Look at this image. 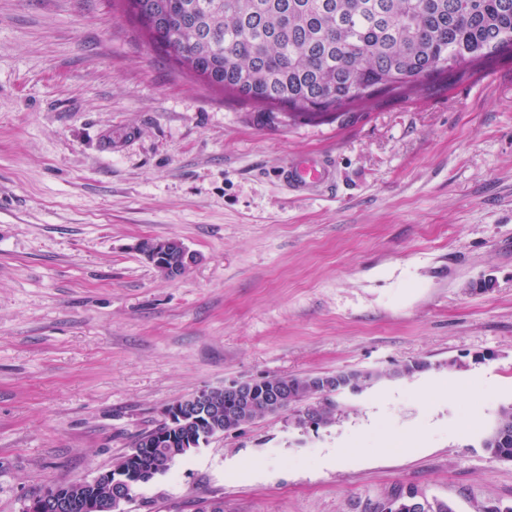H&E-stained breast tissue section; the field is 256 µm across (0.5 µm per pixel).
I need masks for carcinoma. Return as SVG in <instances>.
I'll list each match as a JSON object with an SVG mask.
<instances>
[{
  "label": "carcinoma",
  "mask_w": 512,
  "mask_h": 512,
  "mask_svg": "<svg viewBox=\"0 0 512 512\" xmlns=\"http://www.w3.org/2000/svg\"><path fill=\"white\" fill-rule=\"evenodd\" d=\"M155 50L181 70L270 120L337 114L381 95H405L450 73L463 74L512 52V0H121ZM336 390L322 402L291 399L297 421L310 410L315 426L335 418ZM152 431L135 439L113 468L141 450L142 484L159 469L146 449ZM483 446L512 458V404L501 408Z\"/></svg>",
  "instance_id": "obj_1"
}]
</instances>
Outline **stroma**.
Returning a JSON list of instances; mask_svg holds the SVG:
<instances>
[{"label":"stroma","instance_id":"1","mask_svg":"<svg viewBox=\"0 0 512 512\" xmlns=\"http://www.w3.org/2000/svg\"><path fill=\"white\" fill-rule=\"evenodd\" d=\"M335 187L290 192L289 158ZM174 238L178 278L139 252ZM427 370L393 377L411 361ZM368 370L335 420L265 414L127 512L512 507V54L269 121L155 53L118 0H0V512L111 469L203 387ZM483 446L496 459L512 458V404L501 408L494 426L483 437Z\"/></svg>","mask_w":512,"mask_h":512}]
</instances>
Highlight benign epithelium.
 <instances>
[{"mask_svg": "<svg viewBox=\"0 0 512 512\" xmlns=\"http://www.w3.org/2000/svg\"><path fill=\"white\" fill-rule=\"evenodd\" d=\"M138 250L154 267L166 274L177 277L181 275L193 261V255L177 239L169 238L138 245ZM222 393L232 399L234 404L228 405L226 416L241 425L255 418L254 410L260 396L265 409H275L282 414L288 411V391L263 379L257 382H232L222 388H202L191 397L179 401L163 411V421L167 426L157 432L152 446L159 448L171 447V452L162 459L167 464L174 456L183 455L196 448L195 438H185L181 447L175 448V433L181 427L193 423L203 435L217 426L218 420L211 411L212 403L217 400L216 393ZM135 461L129 466L114 471L100 473L90 481L79 480L61 489L55 490L51 504L36 498L25 508V512H45L50 506L54 512H125L129 503V493L135 484ZM102 484L109 488V504H104L97 496L82 493L88 484Z\"/></svg>", "mask_w": 512, "mask_h": 512, "instance_id": "1", "label": "benign epithelium"}]
</instances>
